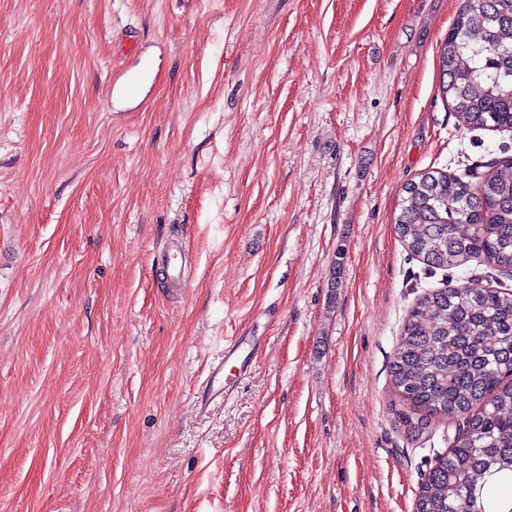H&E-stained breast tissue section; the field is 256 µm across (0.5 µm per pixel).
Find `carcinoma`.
I'll use <instances>...</instances> for the list:
<instances>
[{"label": "carcinoma", "mask_w": 512, "mask_h": 512, "mask_svg": "<svg viewBox=\"0 0 512 512\" xmlns=\"http://www.w3.org/2000/svg\"><path fill=\"white\" fill-rule=\"evenodd\" d=\"M439 93L469 129L512 131V0H464L438 50ZM396 232L428 266L512 268V161L478 185L429 170L404 187ZM398 420L458 422L415 512H512V292L473 280L409 310L389 364Z\"/></svg>", "instance_id": "cac0c4a2"}]
</instances>
